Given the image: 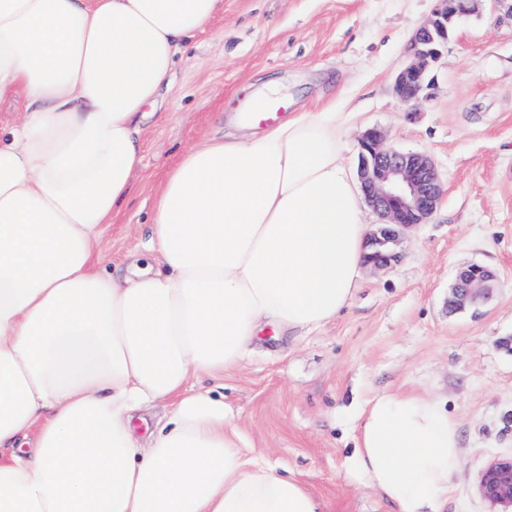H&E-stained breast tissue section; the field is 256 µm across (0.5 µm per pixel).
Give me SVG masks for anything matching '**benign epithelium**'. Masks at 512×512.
Listing matches in <instances>:
<instances>
[{
    "instance_id": "benign-epithelium-1",
    "label": "benign epithelium",
    "mask_w": 512,
    "mask_h": 512,
    "mask_svg": "<svg viewBox=\"0 0 512 512\" xmlns=\"http://www.w3.org/2000/svg\"><path fill=\"white\" fill-rule=\"evenodd\" d=\"M479 0H436L431 15L416 29L410 59L394 81L401 102L415 105L431 87L429 75L448 45L457 22L471 14ZM359 178L367 203L382 223L366 238L365 264L381 271L398 262V246L406 231L427 223L443 197V185L431 158L406 152L387 142L378 128L360 137ZM496 274L489 267L470 264L459 270L448 291V311L488 305L494 296ZM476 490L491 512H512V456L491 461L480 473Z\"/></svg>"
}]
</instances>
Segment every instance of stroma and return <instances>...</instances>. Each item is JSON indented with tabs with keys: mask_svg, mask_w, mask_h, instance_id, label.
<instances>
[{
	"mask_svg": "<svg viewBox=\"0 0 512 512\" xmlns=\"http://www.w3.org/2000/svg\"><path fill=\"white\" fill-rule=\"evenodd\" d=\"M435 0H224V11L175 59L173 86L140 134L141 169L101 249L113 274L150 235L157 190L191 146L237 133L236 112L264 85L294 112L339 113L338 151L358 174L359 138L433 160L446 192L404 236L402 257L365 269L352 303L301 336L265 333L224 375L243 440L299 479L325 512H394L350 463L364 402L379 391L439 398L459 425L461 464L447 512H489L481 470L512 454V15L480 0L460 19L430 77V96L407 108L393 85L415 29ZM497 276L492 302L452 312L457 271Z\"/></svg>",
	"mask_w": 512,
	"mask_h": 512,
	"instance_id": "stroma-1",
	"label": "stroma"
}]
</instances>
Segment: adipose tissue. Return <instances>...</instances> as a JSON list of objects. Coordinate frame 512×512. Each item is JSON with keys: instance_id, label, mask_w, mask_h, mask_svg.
Returning a JSON list of instances; mask_svg holds the SVG:
<instances>
[{"instance_id": "adipose-tissue-1", "label": "adipose tissue", "mask_w": 512, "mask_h": 512, "mask_svg": "<svg viewBox=\"0 0 512 512\" xmlns=\"http://www.w3.org/2000/svg\"><path fill=\"white\" fill-rule=\"evenodd\" d=\"M223 10L0 0V101L26 100L0 125V512H324L243 452L218 384L265 327L315 330L359 287L366 226L335 113L189 149L159 189L146 257L117 278L99 249L140 168L146 107ZM460 448L439 402L382 392L353 463L396 512H444Z\"/></svg>"}]
</instances>
